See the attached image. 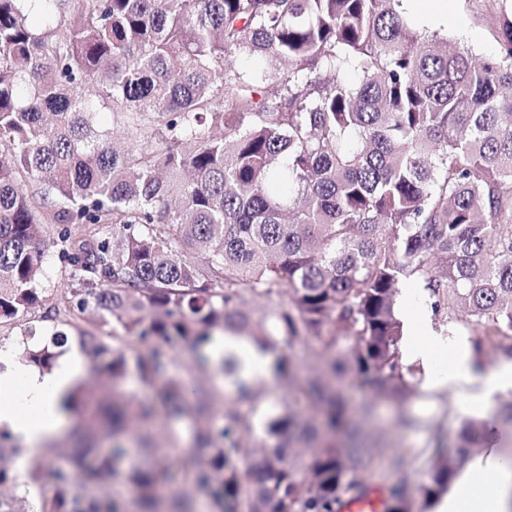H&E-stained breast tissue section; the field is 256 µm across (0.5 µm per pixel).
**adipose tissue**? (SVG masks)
<instances>
[{"instance_id":"1","label":"adipose tissue","mask_w":512,"mask_h":512,"mask_svg":"<svg viewBox=\"0 0 512 512\" xmlns=\"http://www.w3.org/2000/svg\"><path fill=\"white\" fill-rule=\"evenodd\" d=\"M404 317L413 335L402 347L405 363L421 364L425 386L434 391L474 376L470 359L460 346L437 336L423 312L406 303ZM228 353L241 361L240 374L252 382H271V356L256 344L234 336L215 334L212 357ZM78 356L60 359L52 371L43 373L18 362L11 348L0 349V428L8 430L30 449L60 434L67 414L62 400L83 377ZM439 512H512V468L493 456L480 458L474 479L461 482Z\"/></svg>"}]
</instances>
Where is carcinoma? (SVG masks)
<instances>
[{
    "mask_svg": "<svg viewBox=\"0 0 512 512\" xmlns=\"http://www.w3.org/2000/svg\"><path fill=\"white\" fill-rule=\"evenodd\" d=\"M399 2L0 0V324L39 301L44 225L112 229L78 248L59 237L75 292L112 319V335L78 337L101 390L69 395L81 431L46 445L67 463L45 487L41 458L18 483L5 462L23 444L0 432V512H25L17 489L31 484L41 512H195L199 498L209 512H336L392 466L350 453L358 427L336 377L420 424L404 409L419 368L401 362L403 280L444 322L482 332L477 370L512 356V17L483 58L420 41ZM241 56L288 72L252 75ZM106 101L135 132L120 149L94 125ZM283 294L257 320L242 308ZM224 331L278 352L285 398L315 411L264 415L272 446L239 360L211 357ZM67 341L53 331L30 362L52 368ZM313 343L325 359L309 371ZM184 349L195 370L181 375ZM215 372L234 377V401ZM132 376L156 401L124 392ZM496 420H465L453 443L430 427L427 483L392 485L386 512L446 491L489 435L511 438V402ZM186 439L190 459L168 453ZM137 443L165 452L126 471ZM122 479L137 498L117 494Z\"/></svg>",
    "mask_w": 512,
    "mask_h": 512,
    "instance_id": "obj_1",
    "label": "carcinoma"
}]
</instances>
